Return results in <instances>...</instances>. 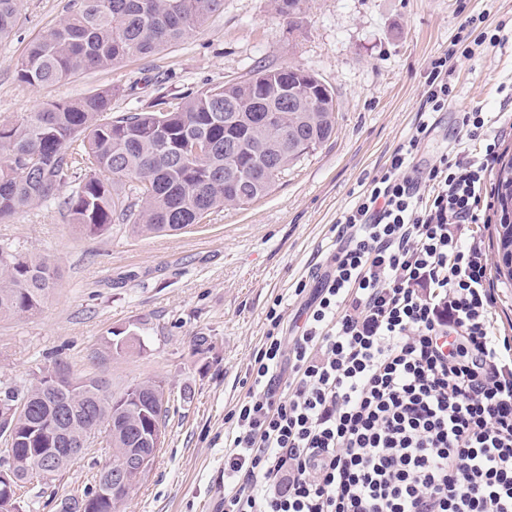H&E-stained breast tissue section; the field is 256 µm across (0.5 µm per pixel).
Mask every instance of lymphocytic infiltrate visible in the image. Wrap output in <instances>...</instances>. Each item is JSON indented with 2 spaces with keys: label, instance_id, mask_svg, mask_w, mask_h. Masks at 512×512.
<instances>
[{
  "label": "lymphocytic infiltrate",
  "instance_id": "obj_1",
  "mask_svg": "<svg viewBox=\"0 0 512 512\" xmlns=\"http://www.w3.org/2000/svg\"><path fill=\"white\" fill-rule=\"evenodd\" d=\"M453 92L430 59L410 138L294 288L292 336L269 308L224 436V512H512V336L477 231L498 139L462 112L464 147L416 162Z\"/></svg>",
  "mask_w": 512,
  "mask_h": 512
}]
</instances>
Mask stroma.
<instances>
[{
    "mask_svg": "<svg viewBox=\"0 0 512 512\" xmlns=\"http://www.w3.org/2000/svg\"><path fill=\"white\" fill-rule=\"evenodd\" d=\"M67 3L25 0L13 32L0 40V120L107 86L122 89L112 101L118 117L158 93L240 82L261 67L307 69L335 95L336 133L328 142L290 165L267 195L184 232L141 236L117 225L91 239L53 204L0 223V242L48 257L57 270L39 313L0 319V383L26 389L58 358L115 394L133 382L165 380V443L119 510L218 512L224 420L246 393L243 378L269 328V307L281 300L289 322L303 306L294 284L331 250L336 219L361 179L381 171L408 138L426 64L450 49L467 18L490 31L502 27L505 41L449 59L454 97L421 156L460 147L458 113L482 109L494 131L512 125L502 93L512 88V0H308L292 26L269 0H224L204 27L154 54L47 88L21 84L17 60ZM132 332L141 350L109 349L112 335ZM111 461L108 448H87L51 479L22 488L24 512H58L62 498L93 486Z\"/></svg>",
    "mask_w": 512,
    "mask_h": 512,
    "instance_id": "stroma-1",
    "label": "stroma"
}]
</instances>
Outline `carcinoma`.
Listing matches in <instances>:
<instances>
[{
	"label": "carcinoma",
	"instance_id": "cac0c4a2",
	"mask_svg": "<svg viewBox=\"0 0 512 512\" xmlns=\"http://www.w3.org/2000/svg\"><path fill=\"white\" fill-rule=\"evenodd\" d=\"M293 22L307 0H270ZM223 0H70L66 16L33 40L16 66L18 81L39 88L81 71L108 70L134 55L152 54L183 40L218 13ZM23 0H0V39L14 29ZM113 88L62 100L0 121V223L33 206L56 202L89 238L114 224L150 235L183 231L226 205H248L266 195L288 166L329 140L336 130L332 91L298 67L259 69L249 79L163 93L114 120ZM233 116L225 125V116ZM197 141L209 144L192 154ZM498 254L512 278V157L496 173ZM55 270L37 257L0 243V318L39 311L53 295ZM141 345L132 334L109 342L116 353ZM65 391L33 390L31 409L15 421L13 473L24 480L39 462L28 455L38 433L62 430L59 447L82 438L87 424L105 427L112 468L141 451L153 457L140 432L152 426L165 438L169 402L161 380L129 384L117 395L96 377L75 379ZM145 473L128 476L122 494L96 500L94 512L117 505ZM104 474L80 495L61 499L59 512H86Z\"/></svg>",
	"mask_w": 512,
	"mask_h": 512
}]
</instances>
